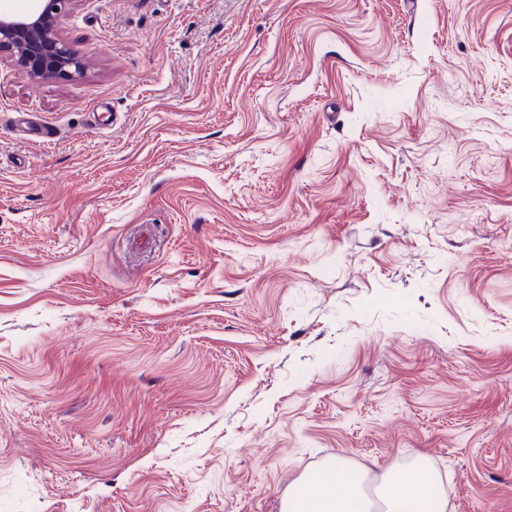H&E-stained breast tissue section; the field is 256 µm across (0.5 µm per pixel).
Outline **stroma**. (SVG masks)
I'll return each instance as SVG.
<instances>
[{"label":"stroma","mask_w":512,"mask_h":512,"mask_svg":"<svg viewBox=\"0 0 512 512\" xmlns=\"http://www.w3.org/2000/svg\"><path fill=\"white\" fill-rule=\"evenodd\" d=\"M60 34L80 77L0 54V512H281L339 457L512 512V0Z\"/></svg>","instance_id":"35a3bbf8"}]
</instances>
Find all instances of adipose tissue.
<instances>
[{"label": "adipose tissue", "instance_id": "adipose-tissue-1", "mask_svg": "<svg viewBox=\"0 0 512 512\" xmlns=\"http://www.w3.org/2000/svg\"><path fill=\"white\" fill-rule=\"evenodd\" d=\"M347 460L336 459L326 469L307 475L300 495L286 498L282 512H371V505L355 481ZM428 500L432 512H448V496L430 471H410L404 480H383V512H405L407 503Z\"/></svg>", "mask_w": 512, "mask_h": 512}]
</instances>
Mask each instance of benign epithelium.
I'll return each instance as SVG.
<instances>
[{
  "label": "benign epithelium",
  "mask_w": 512,
  "mask_h": 512,
  "mask_svg": "<svg viewBox=\"0 0 512 512\" xmlns=\"http://www.w3.org/2000/svg\"><path fill=\"white\" fill-rule=\"evenodd\" d=\"M70 3L71 0H44L41 12L27 19L0 12V52L26 45V52L17 57V65L33 78L81 75L82 60L58 34L59 22Z\"/></svg>",
  "instance_id": "1"
}]
</instances>
